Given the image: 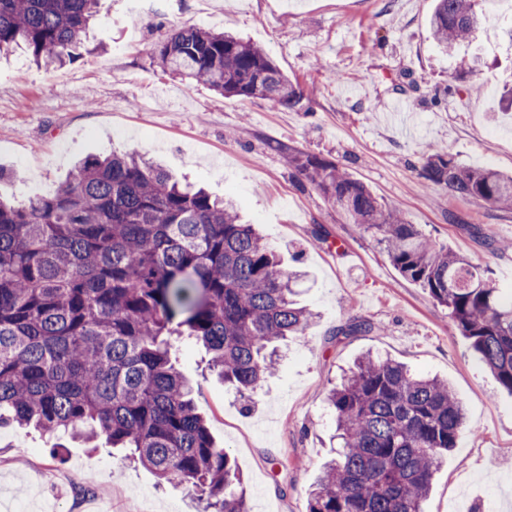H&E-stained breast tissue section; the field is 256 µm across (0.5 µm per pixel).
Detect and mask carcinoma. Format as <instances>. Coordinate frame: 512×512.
Here are the masks:
<instances>
[{
  "mask_svg": "<svg viewBox=\"0 0 512 512\" xmlns=\"http://www.w3.org/2000/svg\"><path fill=\"white\" fill-rule=\"evenodd\" d=\"M98 0H0V54L23 46L39 67L76 58ZM475 0H436L433 39L448 51L481 24ZM156 58L175 75L242 99L299 109L307 92L265 50L202 28L173 29ZM288 166L390 263L448 312L512 393V289L438 246L336 163L292 149ZM424 187L512 209V175L434 148ZM270 243L234 203L182 186L136 154L90 155L47 196L0 202V425L105 438L168 483L201 492L207 512H248L229 452L214 440L176 367L186 340L246 396L276 366L268 345L301 336L314 313L293 299ZM372 331L350 319L336 335ZM339 450L307 512H423L465 408L448 382L367 354L327 397Z\"/></svg>",
  "mask_w": 512,
  "mask_h": 512,
  "instance_id": "cac0c4a2",
  "label": "carcinoma"
}]
</instances>
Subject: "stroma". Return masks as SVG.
<instances>
[{
  "instance_id": "35a3bbf8",
  "label": "stroma",
  "mask_w": 512,
  "mask_h": 512,
  "mask_svg": "<svg viewBox=\"0 0 512 512\" xmlns=\"http://www.w3.org/2000/svg\"><path fill=\"white\" fill-rule=\"evenodd\" d=\"M436 0H155L153 16L127 19L128 0H99L90 54L36 67L25 50L0 55V199L52 193L87 155L152 158L182 182L231 196L303 271L298 301L315 310L305 335L281 343L278 370L243 399L209 370L202 346L184 343L177 366L198 412L234 457L249 512H307L308 493L336 453L327 396L364 352L447 379L466 408L458 448L438 469L424 512H512V396L452 326L444 309L404 279L368 232L344 223L285 155L297 148L345 168L409 223L492 275L512 268V210L421 187L433 147L467 166L512 171V0H478L484 28L450 52L435 43ZM226 32L261 46L308 92L302 108L225 97L163 69L155 47L180 27ZM479 58L473 78L461 58ZM485 91L472 96L471 79ZM413 103L415 138L386 106ZM368 334L337 335L349 318ZM37 456H29V449ZM0 512H203L189 485L159 484L120 451L78 437L0 428Z\"/></svg>"
}]
</instances>
